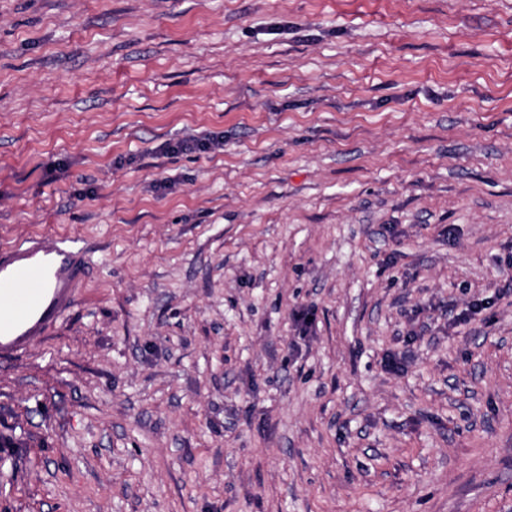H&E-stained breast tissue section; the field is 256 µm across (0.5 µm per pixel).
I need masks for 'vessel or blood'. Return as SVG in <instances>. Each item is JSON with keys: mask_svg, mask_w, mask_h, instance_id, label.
Here are the masks:
<instances>
[{"mask_svg": "<svg viewBox=\"0 0 512 512\" xmlns=\"http://www.w3.org/2000/svg\"><path fill=\"white\" fill-rule=\"evenodd\" d=\"M90 271L86 250L64 235L35 234L0 245V354L24 350L56 326Z\"/></svg>", "mask_w": 512, "mask_h": 512, "instance_id": "obj_1", "label": "vessel or blood"}]
</instances>
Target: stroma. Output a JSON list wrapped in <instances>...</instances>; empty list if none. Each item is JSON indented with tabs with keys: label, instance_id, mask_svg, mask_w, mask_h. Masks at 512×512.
I'll return each instance as SVG.
<instances>
[{
	"label": "stroma",
	"instance_id": "obj_1",
	"mask_svg": "<svg viewBox=\"0 0 512 512\" xmlns=\"http://www.w3.org/2000/svg\"><path fill=\"white\" fill-rule=\"evenodd\" d=\"M34 233L92 272L0 356V512H512V0H0ZM224 149V138L212 137L207 139H197L187 137L175 143H168L164 146L167 154H192L196 152H220Z\"/></svg>",
	"mask_w": 512,
	"mask_h": 512
}]
</instances>
